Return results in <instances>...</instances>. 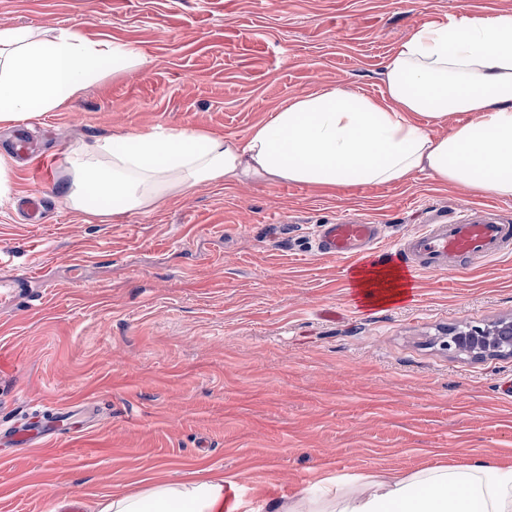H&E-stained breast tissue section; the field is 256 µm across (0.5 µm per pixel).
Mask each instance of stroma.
I'll use <instances>...</instances> for the list:
<instances>
[{
	"mask_svg": "<svg viewBox=\"0 0 512 512\" xmlns=\"http://www.w3.org/2000/svg\"><path fill=\"white\" fill-rule=\"evenodd\" d=\"M512 12V0H0V28H74L146 53L70 111L31 121L33 164L0 202V429L56 404L86 407L45 447L0 446V512H59L195 471L256 512L318 477L465 463L512 465V355L444 349L450 327L512 317V254L434 275L373 308L351 274L439 214L512 224V198L427 173L320 190L204 185L154 210L86 222L59 195L77 143L150 127L245 137L289 98L336 87L370 96L420 23ZM42 195L46 221L23 223ZM343 218L382 225L378 249L310 245Z\"/></svg>",
	"mask_w": 512,
	"mask_h": 512,
	"instance_id": "1",
	"label": "stroma"
}]
</instances>
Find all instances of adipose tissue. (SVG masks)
I'll list each match as a JSON object with an SVG mask.
<instances>
[{
    "mask_svg": "<svg viewBox=\"0 0 512 512\" xmlns=\"http://www.w3.org/2000/svg\"><path fill=\"white\" fill-rule=\"evenodd\" d=\"M127 45L69 28L0 29V128L69 108L108 75L147 68ZM451 133L431 129L449 115ZM65 205L104 222L200 185L253 180L336 187L386 184L426 171L479 194L512 198V13L416 26L385 63L380 96L335 87L292 97L238 139L191 127L139 129L81 144L67 158ZM358 296H409L388 262L353 272ZM100 512H224V481L159 482ZM272 512H512V466L485 457L406 474L326 477Z\"/></svg>",
    "mask_w": 512,
    "mask_h": 512,
    "instance_id": "ef3b65f1",
    "label": "adipose tissue"
}]
</instances>
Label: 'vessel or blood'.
<instances>
[{
	"label": "vessel or blood",
	"instance_id": "1",
	"mask_svg": "<svg viewBox=\"0 0 512 512\" xmlns=\"http://www.w3.org/2000/svg\"><path fill=\"white\" fill-rule=\"evenodd\" d=\"M380 238L379 225L341 220L320 227L314 248L328 257L357 256L376 249ZM399 251L415 269L445 275L453 272L460 260L484 264L512 253V224L477 215L454 224L443 218L406 235L399 243ZM47 434L35 416L5 431L8 440L23 448L43 442Z\"/></svg>",
	"mask_w": 512,
	"mask_h": 512
}]
</instances>
